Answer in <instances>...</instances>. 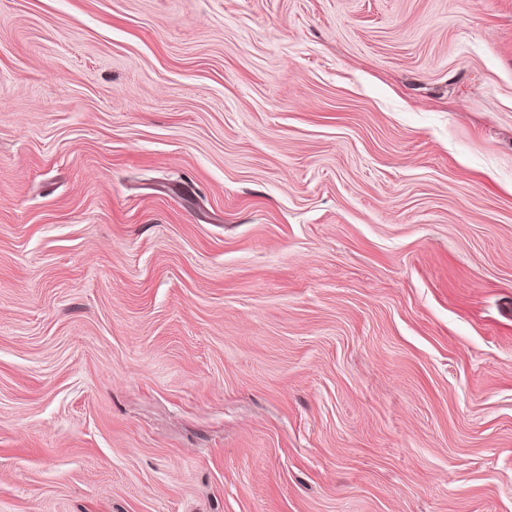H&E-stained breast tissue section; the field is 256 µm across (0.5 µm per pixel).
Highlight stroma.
<instances>
[{"instance_id":"stroma-1","label":"stroma","mask_w":512,"mask_h":512,"mask_svg":"<svg viewBox=\"0 0 512 512\" xmlns=\"http://www.w3.org/2000/svg\"><path fill=\"white\" fill-rule=\"evenodd\" d=\"M0 512H512V0H0Z\"/></svg>"}]
</instances>
